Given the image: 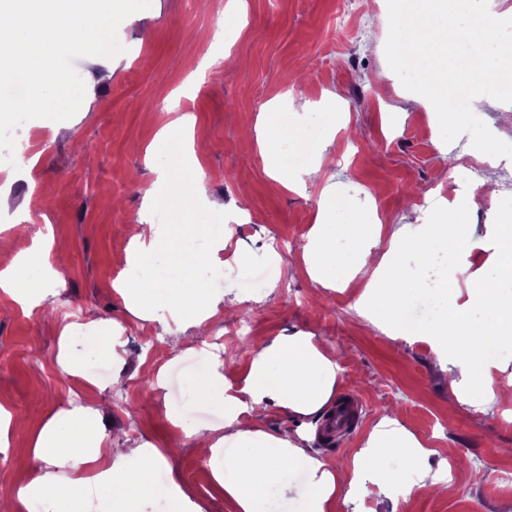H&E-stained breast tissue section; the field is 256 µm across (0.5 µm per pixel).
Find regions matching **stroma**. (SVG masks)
Here are the masks:
<instances>
[{
	"mask_svg": "<svg viewBox=\"0 0 512 512\" xmlns=\"http://www.w3.org/2000/svg\"><path fill=\"white\" fill-rule=\"evenodd\" d=\"M227 0H151L118 28L123 53L111 68L93 57L74 62L91 86L78 112L61 130L30 120L19 137L37 161L29 178L5 181L15 203H29L32 220L0 226L11 247L0 250V269L14 249H27L51 235L68 246L64 284L53 298L31 311L0 295V404L26 420L0 451V498L10 497L32 478L35 438L52 415L79 403L107 401L102 425L124 447L148 441L174 449L172 476L203 512H235L233 502L212 478V466L196 452L184 426L223 428L224 413L183 398L195 373L191 362L218 367L227 384L243 386L250 371L252 342H272L303 330L314 333L336 354L335 392L349 391L364 403L355 432L334 443L318 436L321 421L301 419L276 405L266 410L264 429L277 436L313 433L311 451L325 457L341 483H348L353 456L385 412H392L432 450L431 467L455 460V492L440 497L412 489L367 498V512H512V494L497 491V470L512 471V412L491 407L485 394L470 390L457 400L428 343L392 336L358 315L350 297L359 280L324 288L305 273L303 247L318 221L322 193L351 214L376 213L381 242L405 224L450 223L439 200L468 197V221L480 248L454 267L437 259L416 270L409 255L399 262L424 300L440 285L448 304L470 320L490 316L469 307V292L483 278L498 276L502 249L512 246L505 231L512 202L481 194L472 198L470 176L461 159L471 139L463 134L443 143L433 105L406 90L385 56L375 0H244L233 17L235 37L214 34ZM195 119L203 148L191 166L204 176L209 193L223 200L227 244L219 254L223 275L213 285L225 298L243 302L239 318L218 320L185 347L181 330L133 314L113 284L125 278L129 239L126 227L140 215L143 198L156 179L149 156L166 152L157 133L168 103ZM276 104L286 131L277 163L289 169L313 158L308 131L327 140L333 158L319 181L289 191L269 174L253 128L261 112ZM350 115L347 127L330 123L329 113ZM448 154H441V147ZM288 240L272 284L254 292L246 286L266 259L276 237ZM253 331L235 335L239 322ZM121 327L114 345L88 350L83 330L104 336L110 323ZM73 324L69 347L60 333ZM158 347H151L150 338ZM82 368L101 365L105 381L95 390H77L65 353ZM164 369V388L150 374ZM181 426H174L170 413Z\"/></svg>",
	"mask_w": 512,
	"mask_h": 512,
	"instance_id": "1",
	"label": "stroma"
}]
</instances>
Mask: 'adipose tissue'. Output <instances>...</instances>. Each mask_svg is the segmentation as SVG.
Instances as JSON below:
<instances>
[{"label": "adipose tissue", "mask_w": 512, "mask_h": 512, "mask_svg": "<svg viewBox=\"0 0 512 512\" xmlns=\"http://www.w3.org/2000/svg\"><path fill=\"white\" fill-rule=\"evenodd\" d=\"M155 204V195L145 197L140 219L131 227L127 255L131 275L116 282L115 287L149 319L178 326H207L216 319L224 300L200 278L201 271L210 269L214 256L198 252L185 257L182 240L209 238L214 226L208 220L196 219L165 232L162 225L151 221ZM335 208L332 198L322 197L320 220L303 248L306 271L322 287H335L336 246H349L358 257L357 273L368 278L362 295L366 317L396 336L405 333L402 309L411 291L396 256L409 253L415 267L423 270L437 256L453 262L475 246L467 222L468 207L461 200L454 206L451 225H403L392 232L389 248L383 253L369 225L357 219L331 223ZM161 247L178 263L177 285L142 287L138 274L148 270ZM63 270L62 250L56 242L34 241L0 270V293L24 307L40 305L62 283ZM501 270V277L481 281L470 293L472 307L484 310L493 318V325L473 326L460 313L444 311L423 332L435 354L447 349L452 352L455 372L448 379L449 388L459 394L482 388L493 406L512 404V376L505 384H497L491 365L483 361L486 350L506 343V333L512 330V292L501 287L502 282L512 279V258L503 261ZM338 370L335 357L317 336L298 331L256 346L248 379L239 389L225 384L216 370L193 382L195 401L223 408L229 435L217 437L211 430L191 426L186 433L198 439L204 459L223 457L224 465L214 469L213 477L233 499L237 512H268L274 501L287 499L300 501L303 512H325L326 503L339 495L359 506L369 493L389 495L409 470L418 486L451 491L447 475L431 470L428 464L431 449L388 415L380 418L355 453L356 458L374 460V467L354 470L345 486L324 458L309 452L306 435L278 437L262 430L259 414L271 404L303 416L322 411ZM99 415L94 407L58 413L37 436L33 456L41 472L34 483L51 485L49 512H79L81 503L95 495L100 498L97 512H143L141 504L148 500L167 502L171 512H201L179 484L156 481V471L170 465L169 449L148 443L130 450L113 447ZM229 438L235 449L228 454L224 443ZM390 455L403 459L406 471L389 469L385 459ZM295 469L308 473L307 488L289 480V472Z\"/></svg>", "instance_id": "1"}]
</instances>
